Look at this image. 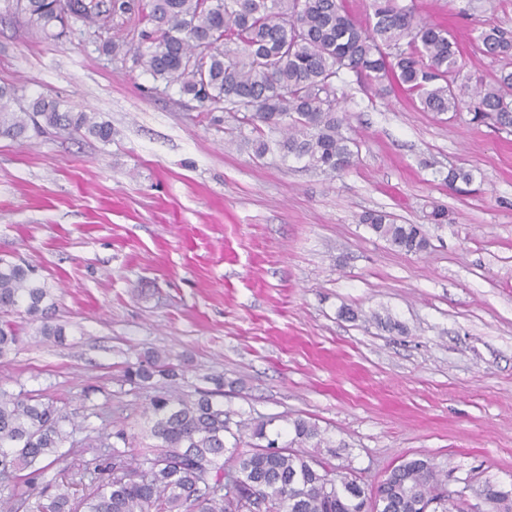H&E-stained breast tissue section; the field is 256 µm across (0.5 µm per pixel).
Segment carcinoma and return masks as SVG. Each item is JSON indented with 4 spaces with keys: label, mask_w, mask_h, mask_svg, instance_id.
<instances>
[{
    "label": "carcinoma",
    "mask_w": 512,
    "mask_h": 512,
    "mask_svg": "<svg viewBox=\"0 0 512 512\" xmlns=\"http://www.w3.org/2000/svg\"><path fill=\"white\" fill-rule=\"evenodd\" d=\"M16 12L45 37L66 36L69 19L88 24L103 13L125 14L130 0H22ZM138 61L166 87H177L203 107L227 103L246 111L254 136L244 138L256 157L274 151L305 167L343 173L353 165L354 139L343 133L336 79L344 71L390 81L423 111L443 114L466 105L473 120L512 128V72L493 83L475 81L464 100L458 84L461 51L448 29L418 20L395 0H374L368 26L357 24L344 0H149L142 13ZM477 45L490 57L512 54V37L490 19L476 21ZM12 91L0 87V137L21 140L29 130L52 129L102 142L112 126L94 112L61 109L37 97L21 112L8 106ZM377 237L407 254L430 247L420 224H398L391 215L360 218ZM55 301L35 269L0 259V312L24 313L40 322L37 333L64 335ZM18 344L15 327L0 323V360ZM177 368L156 352L127 370L133 383ZM209 391L190 396L176 389L149 399L143 411L150 442L137 451L123 430L104 451L78 467L80 480L43 482L71 437L72 414L50 399L0 389V478L24 488L33 512H453L447 474L419 456L367 485L343 464L327 431L307 419H233ZM90 476L89 483L83 478ZM491 512H512V488L487 483Z\"/></svg>",
    "instance_id": "cac0c4a2"
}]
</instances>
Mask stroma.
I'll use <instances>...</instances> for the list:
<instances>
[{
	"mask_svg": "<svg viewBox=\"0 0 512 512\" xmlns=\"http://www.w3.org/2000/svg\"><path fill=\"white\" fill-rule=\"evenodd\" d=\"M397 2L447 25L462 77L512 70V57L478 50L474 25L487 16L512 35V0ZM136 21L125 16L129 48L110 56L97 27L77 22L55 41L0 0L11 108L44 96L112 125L107 143L0 137V258L35 266L66 326L58 343L12 315L20 343L0 361V388L72 412L74 441L137 437L147 399L172 385L134 384L126 370L157 351L184 393L219 379L225 407L316 422L365 483L428 456L449 489H466V512H488L482 484L512 485V131L472 122L466 107L421 111L345 73L352 167L333 176L259 159L227 113L137 65ZM460 168L472 182L448 184ZM370 210L423 225L428 252L376 238L359 222Z\"/></svg>",
	"mask_w": 512,
	"mask_h": 512,
	"instance_id": "1",
	"label": "stroma"
}]
</instances>
